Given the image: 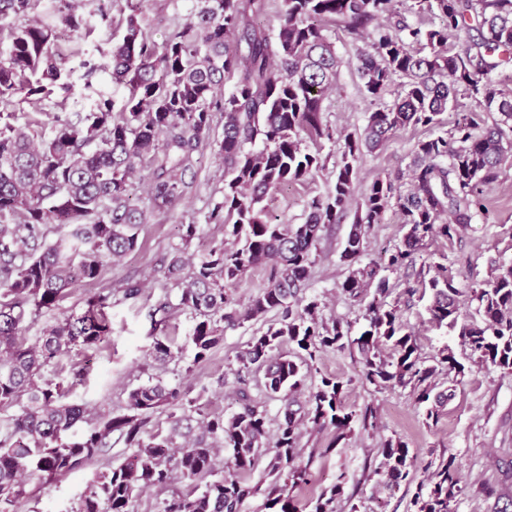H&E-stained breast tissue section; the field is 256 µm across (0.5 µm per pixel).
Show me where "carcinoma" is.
<instances>
[{
  "label": "carcinoma",
  "mask_w": 512,
  "mask_h": 512,
  "mask_svg": "<svg viewBox=\"0 0 512 512\" xmlns=\"http://www.w3.org/2000/svg\"><path fill=\"white\" fill-rule=\"evenodd\" d=\"M35 2L0 0V25L11 32L0 48V409L17 408L0 431V512H14L25 482L82 469L112 447L114 434L134 452L99 471L71 512H134L144 492L170 491L177 475L191 481V488L171 491L158 512H242L258 491L244 474L266 452L271 481L265 508L292 512L288 486L308 482L306 470L289 467L301 427L332 428L338 442L353 421L373 417L368 407L359 415L344 405L345 384L336 377H322L306 403L293 408L288 395L305 385L303 369L327 350H357L367 384L412 386L418 403L434 400L427 419L438 420L456 392L450 386L431 396L439 367L458 375L465 367L449 347L440 350L436 364H424L415 335L405 330L397 306L385 301L389 280L381 272L412 266L428 242L450 240L471 223L482 208L483 188L512 158V93L496 80L512 67V0H411L402 12L393 9V0H283L274 35L257 25L265 0H194L190 17L161 45L146 32L143 0H125V30L105 52L104 67L112 84L127 91L120 115L114 116V100L98 91L93 105L54 118L47 134L19 123L11 107L70 94L71 71L56 45L57 25L83 37L93 26L76 0H50L46 17L32 22ZM426 13L437 14L439 26L408 20ZM329 24L365 43L350 65L372 110L360 133L344 136L332 188L308 203L301 223L288 224L267 217L263 202L325 167L320 150H310L307 141L333 139L323 101L341 60L326 34ZM461 31L465 42L449 43ZM398 78L401 91L385 101ZM449 110L455 114L452 127L414 146L409 192L377 178L357 207L341 252L351 267L342 292L362 305L368 322L354 337L349 322L323 319L321 302L303 296L313 250L325 226L346 216L361 156L409 125L440 126ZM218 112L224 118L220 138ZM258 141L263 148L255 150ZM212 144L224 163V190L208 221L224 225L231 246L195 262L177 250L167 267L177 303L166 299L149 315L176 308L192 316L188 343L196 364L207 360L225 331L273 311L281 318L266 322L238 356L237 409L229 416L203 413L199 399L157 379L129 390L127 413L90 420L86 405L64 401L55 377L73 352L96 349L111 335L108 310L116 293L89 292L83 309L63 313L30 345L20 336L22 324L59 306L72 285L97 282L106 263L137 248L148 223L144 211L130 204L138 169H151L153 206L166 209L185 196L195 153ZM391 206L406 227L402 241L385 265H359L374 225ZM269 263L267 284L245 303L227 294V286ZM434 269L430 278H420V288L409 285L405 292L431 293V320L456 333L474 364L511 372L512 261L498 263L490 278L468 289L472 313L461 311L463 289L448 267L437 263ZM285 343L298 359L282 351ZM384 346L390 354L382 352ZM175 348V338L164 332L154 337L149 357L164 364ZM254 370L263 372L266 395L284 400L272 435L266 410L244 387ZM165 405H186L194 414L174 417L167 433L144 441L149 414ZM220 448L229 451L221 475L215 473ZM381 454L386 486H410L408 446L389 439ZM462 483L454 460L441 461L429 484L417 486L414 512H453ZM342 496L339 476L310 502V512H336Z\"/></svg>",
  "instance_id": "cac0c4a2"
}]
</instances>
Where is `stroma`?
<instances>
[{
    "label": "stroma",
    "instance_id": "35a3bbf8",
    "mask_svg": "<svg viewBox=\"0 0 512 512\" xmlns=\"http://www.w3.org/2000/svg\"><path fill=\"white\" fill-rule=\"evenodd\" d=\"M78 4L82 12L92 15L108 8L111 24L108 33L96 32L83 40L70 32H61L58 47L67 55L68 66L74 69L75 95L84 91V81L76 71V50H93L109 35L120 38L126 24L119 0L110 6L105 0H78ZM191 8L192 0H145L146 30L151 39L163 43L175 21L186 20ZM329 35L342 64L336 88L323 107L324 119L337 139L323 144L325 169L266 200L272 215L295 224L302 222L312 198L330 190L340 157L338 139L364 126L369 107L362 83L348 65L359 46L358 40L334 26L330 27ZM431 134V129L409 126L379 149L364 153L357 164L354 201H361L367 187L379 177L398 179L400 188L408 189L412 149L417 141ZM223 186L222 162L213 148H204L185 198L167 211L151 213L142 228L140 250L118 263L107 264L101 286L117 289L131 280L140 283L142 292L137 300L113 304L109 312L112 333L99 348L75 355V363L85 368L83 381L73 382L69 373H62L63 383L68 387L67 401L87 404L100 414H121L130 389L159 377L182 385L190 395H203L209 412L229 414L235 410L237 357L259 328V321L250 320L226 331L210 359L197 364L192 350L185 346L193 320L190 314L174 310L167 321V332L183 345V353L165 365L146 355L154 336L150 310L165 297L177 294L165 277L170 252L181 247L188 257L196 259L225 243L223 225L206 221ZM483 203L485 212L457 236L429 242L419 256L420 261L446 265L449 275L464 288L486 279L492 261H512V166L503 167L497 181L485 186ZM186 224L198 227L195 238L188 243L182 239V227ZM350 227L346 220L324 232L305 295L321 302L324 318L347 319L358 332L365 325L363 311L340 288L347 274L340 254ZM404 233L397 210H387L368 239L363 262L381 260L385 250L399 243ZM416 275L412 268L389 274L391 292L387 301L399 303L402 320L415 334L422 360L432 361L439 350L448 347L464 363L465 371L458 378L455 397L443 408L438 422L430 424L425 419L424 405L416 402L410 388L378 390L366 384L358 353H321L308 370L306 388H313L325 376L345 380V405L358 412L372 408L374 420L368 426L353 422L348 435L341 440L336 439L333 429L319 431L303 426V451L295 463L308 468L310 481L290 491L297 512H309L310 498L341 475L346 478L345 494L354 495L361 512H410L411 492L403 487L388 488L379 483L376 475L383 460L382 445L391 438L406 442L415 482H425L440 461L454 459L464 480L454 512H512V372L468 363L455 333L431 322L428 298L416 295L410 301H402L405 280ZM127 453L125 443L116 440L98 460L66 478L43 486L26 483L24 494L15 504L16 512H67L98 471L119 464Z\"/></svg>",
    "mask_w": 512,
    "mask_h": 512
}]
</instances>
